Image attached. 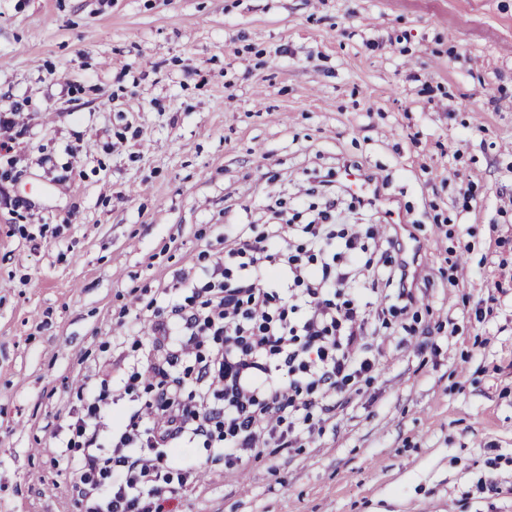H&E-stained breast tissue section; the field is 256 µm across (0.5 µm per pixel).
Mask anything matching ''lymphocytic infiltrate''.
<instances>
[{
	"mask_svg": "<svg viewBox=\"0 0 512 512\" xmlns=\"http://www.w3.org/2000/svg\"><path fill=\"white\" fill-rule=\"evenodd\" d=\"M319 186L324 206L306 223L277 209L261 234L240 225L213 266L219 284L150 316L148 354L124 386L144 391V409L113 415L108 378L78 386L91 399L58 452H80L68 491L84 512H167L187 490L167 465L173 449L200 439L233 469L242 452L294 447L313 435L314 415L334 418L375 371L374 336L415 309L428 274L401 260L397 233L371 244L337 223L338 190Z\"/></svg>",
	"mask_w": 512,
	"mask_h": 512,
	"instance_id": "lymphocytic-infiltrate-1",
	"label": "lymphocytic infiltrate"
}]
</instances>
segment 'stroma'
Listing matches in <instances>:
<instances>
[{
	"label": "stroma",
	"instance_id": "obj_1",
	"mask_svg": "<svg viewBox=\"0 0 512 512\" xmlns=\"http://www.w3.org/2000/svg\"><path fill=\"white\" fill-rule=\"evenodd\" d=\"M0 512H82L55 454L147 305L317 175L369 170L432 285L320 435L180 512H512V0H0Z\"/></svg>",
	"mask_w": 512,
	"mask_h": 512
}]
</instances>
